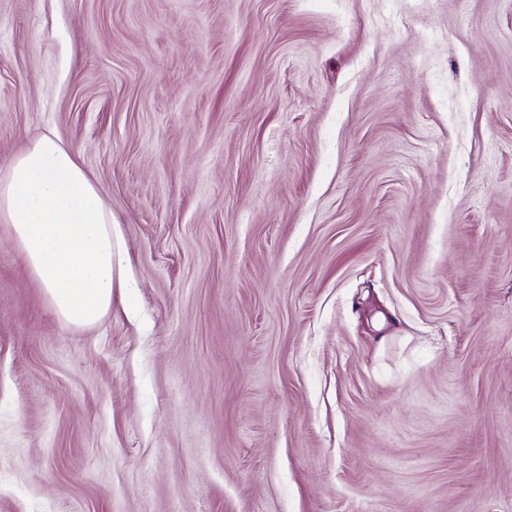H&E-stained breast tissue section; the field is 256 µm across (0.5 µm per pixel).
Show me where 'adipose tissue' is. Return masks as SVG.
<instances>
[{
	"label": "adipose tissue",
	"instance_id": "obj_1",
	"mask_svg": "<svg viewBox=\"0 0 512 512\" xmlns=\"http://www.w3.org/2000/svg\"><path fill=\"white\" fill-rule=\"evenodd\" d=\"M0 227L68 326L96 325L113 289L129 285L104 195L54 133L29 141L0 171Z\"/></svg>",
	"mask_w": 512,
	"mask_h": 512
}]
</instances>
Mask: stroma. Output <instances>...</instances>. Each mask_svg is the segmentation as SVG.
<instances>
[{"label": "stroma", "mask_w": 512, "mask_h": 512, "mask_svg": "<svg viewBox=\"0 0 512 512\" xmlns=\"http://www.w3.org/2000/svg\"><path fill=\"white\" fill-rule=\"evenodd\" d=\"M131 287L0 238V512H512V0H0Z\"/></svg>", "instance_id": "obj_1"}]
</instances>
